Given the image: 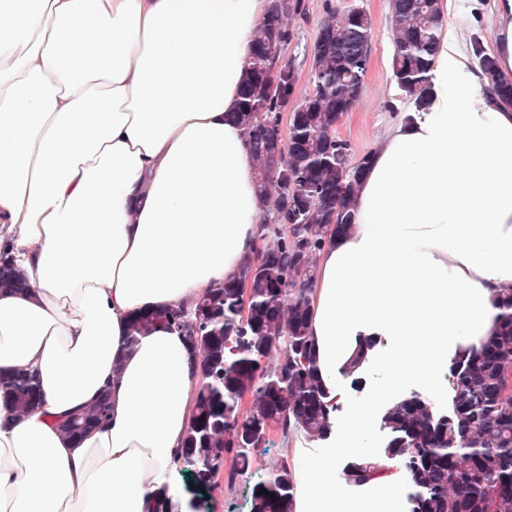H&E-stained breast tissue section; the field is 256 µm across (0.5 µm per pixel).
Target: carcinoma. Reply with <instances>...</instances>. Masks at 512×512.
<instances>
[{
	"mask_svg": "<svg viewBox=\"0 0 512 512\" xmlns=\"http://www.w3.org/2000/svg\"><path fill=\"white\" fill-rule=\"evenodd\" d=\"M392 20V79L415 107L424 105L427 73L444 28L441 0H389ZM293 0H272L268 22L256 38L241 87L239 120L253 145L258 192L266 204L264 238L273 239L243 269L250 277V312L242 322L238 281L208 289L188 307L136 312L129 339L163 326L180 331L198 356L200 385L175 470L198 489H207L232 461L227 484L247 473L251 449L268 442L265 425L283 437L302 431L323 439L331 430V409L314 366L309 334V293L316 256L329 230L351 224L348 199L369 163L353 160L335 126L359 99L371 51L372 23L364 10H329L311 48L313 93L288 108L296 86L294 66L274 67L291 41ZM474 55L505 103L512 81L497 72L495 57L480 44ZM288 117V150L276 149V126ZM23 282L14 265L0 263V288ZM502 321L494 336L463 354L450 368L453 395L437 411L413 393L393 401L381 415L390 439L385 456L402 466L413 493L409 512H512V288L500 298ZM288 366H282V354ZM0 394L23 415L38 408L36 373L0 372ZM108 396L61 424L69 436L103 424ZM381 471L359 458L343 470L349 483L364 485ZM295 473L283 460L254 484L250 512H294ZM275 497H270V494ZM155 512H182L181 502L162 489Z\"/></svg>",
	"mask_w": 512,
	"mask_h": 512,
	"instance_id": "obj_1",
	"label": "carcinoma"
}]
</instances>
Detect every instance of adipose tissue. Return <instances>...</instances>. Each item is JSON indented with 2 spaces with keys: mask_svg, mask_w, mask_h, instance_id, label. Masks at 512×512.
<instances>
[{
  "mask_svg": "<svg viewBox=\"0 0 512 512\" xmlns=\"http://www.w3.org/2000/svg\"><path fill=\"white\" fill-rule=\"evenodd\" d=\"M271 0H0V247L27 276L0 290V371L35 369L42 403L0 397V512H153L199 378L185 337L129 342L132 314L239 278L265 207L239 89ZM491 50L512 79V0H493ZM426 109L378 137L329 233L309 329L331 452L304 433L295 512H405L395 464L357 491L339 461L370 457L377 411L406 386L450 395L452 362L498 328L512 287V106L457 30L443 31ZM383 365L367 394L341 375ZM109 392V422L59 428Z\"/></svg>",
  "mask_w": 512,
  "mask_h": 512,
  "instance_id": "ef3b65f1",
  "label": "adipose tissue"
}]
</instances>
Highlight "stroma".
I'll list each match as a JSON object with an SVG mask.
<instances>
[{"instance_id": "35a3bbf8", "label": "stroma", "mask_w": 512, "mask_h": 512, "mask_svg": "<svg viewBox=\"0 0 512 512\" xmlns=\"http://www.w3.org/2000/svg\"><path fill=\"white\" fill-rule=\"evenodd\" d=\"M299 3V11L290 26L293 38L282 51L283 59L292 62L297 72L293 95L297 101L313 92L308 69L310 48L325 12L359 5L371 19L373 40L364 89L359 101L336 125L337 136L349 143L354 158H361L373 150L377 136L396 113L407 108L406 100L392 79L389 0H299ZM453 19L464 30L467 44L488 46L490 0H461ZM284 459L293 466L299 461L295 450L287 446L280 433H273L268 447L253 451L249 473L238 480L235 487H228L224 477L216 478V486L209 493L202 512H249L247 502L253 485L267 469Z\"/></svg>"}]
</instances>
